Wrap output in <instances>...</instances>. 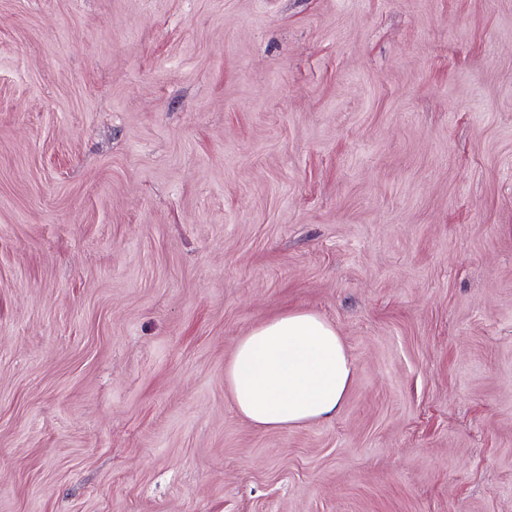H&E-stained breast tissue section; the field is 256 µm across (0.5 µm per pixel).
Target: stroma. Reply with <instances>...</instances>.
<instances>
[{
	"instance_id": "obj_1",
	"label": "stroma",
	"mask_w": 512,
	"mask_h": 512,
	"mask_svg": "<svg viewBox=\"0 0 512 512\" xmlns=\"http://www.w3.org/2000/svg\"><path fill=\"white\" fill-rule=\"evenodd\" d=\"M0 512H512V0H0ZM353 375L336 328L309 311H289L241 336L225 370L237 411L264 428L336 416Z\"/></svg>"
}]
</instances>
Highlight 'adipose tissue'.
Here are the masks:
<instances>
[{"label": "adipose tissue", "instance_id": "1", "mask_svg": "<svg viewBox=\"0 0 512 512\" xmlns=\"http://www.w3.org/2000/svg\"><path fill=\"white\" fill-rule=\"evenodd\" d=\"M353 375L335 327L309 311L288 312L240 337L225 370L237 411L264 428L336 416Z\"/></svg>", "mask_w": 512, "mask_h": 512}]
</instances>
